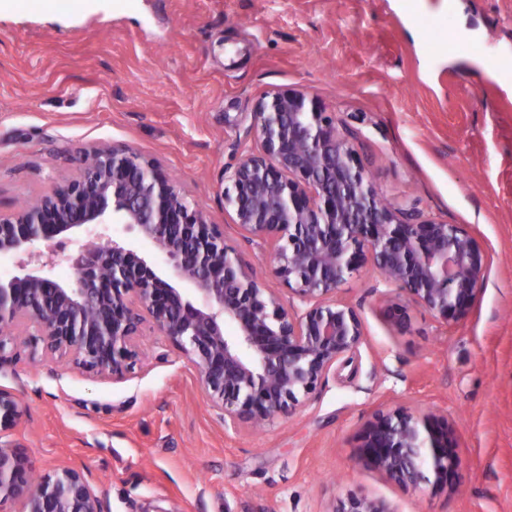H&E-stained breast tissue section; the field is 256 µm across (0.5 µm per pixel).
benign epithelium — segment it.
I'll use <instances>...</instances> for the list:
<instances>
[{
    "label": "benign epithelium",
    "mask_w": 512,
    "mask_h": 512,
    "mask_svg": "<svg viewBox=\"0 0 512 512\" xmlns=\"http://www.w3.org/2000/svg\"><path fill=\"white\" fill-rule=\"evenodd\" d=\"M260 149L224 169V212L250 245L269 254L271 274L303 304L289 311L226 243L224 230L192 208L152 160L112 144L79 158L67 185L0 214V256L20 274L0 281V349L33 325L45 354L121 381L152 324L198 370L207 401L234 433L272 422L312 393L364 340L358 309L330 296L357 266L439 319H465L489 268L483 244L459 224L436 222L382 200L360 164L356 134L300 91H278L253 113ZM148 242L150 265L112 236L111 225ZM78 277H58L56 249ZM233 332H226V327ZM24 413L0 387V432ZM458 442L437 412L397 409L368 421L354 462L399 485L433 492L460 465ZM19 444L0 443V506L22 512H104L85 473L63 466L33 479ZM337 512H397L352 497Z\"/></svg>",
    "instance_id": "7a95c632"
}]
</instances>
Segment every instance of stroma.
<instances>
[{"label":"stroma","mask_w":512,"mask_h":512,"mask_svg":"<svg viewBox=\"0 0 512 512\" xmlns=\"http://www.w3.org/2000/svg\"><path fill=\"white\" fill-rule=\"evenodd\" d=\"M319 98L354 130L379 192L459 224L490 266L480 299L445 324L368 266L336 292L364 324L288 416L224 430L198 372L153 326L126 379L46 357L36 337L0 351V387L24 415L0 441L39 471L84 470L105 512H334L351 495L399 512H512V0H8L0 13V212L75 178L73 155L122 144L151 159L227 242L300 302L224 212V169L259 144L264 97ZM437 409L461 465L445 491L353 462L377 411Z\"/></svg>","instance_id":"obj_1"}]
</instances>
